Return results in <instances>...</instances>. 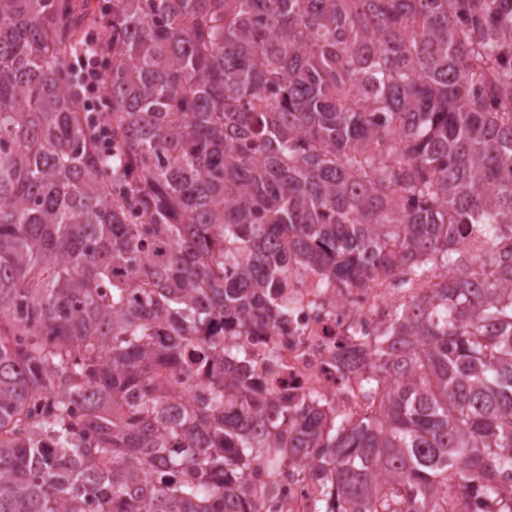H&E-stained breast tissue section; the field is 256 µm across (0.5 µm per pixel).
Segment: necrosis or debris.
Listing matches in <instances>:
<instances>
[{
	"instance_id": "1",
	"label": "necrosis or debris",
	"mask_w": 512,
	"mask_h": 512,
	"mask_svg": "<svg viewBox=\"0 0 512 512\" xmlns=\"http://www.w3.org/2000/svg\"><path fill=\"white\" fill-rule=\"evenodd\" d=\"M439 281L435 273L417 277L404 271L345 288L293 266L280 297L286 326L264 327L248 339L250 388L262 398L288 399L294 423L319 400L355 417L367 413L369 402L360 390L363 343L381 336L398 310L432 294Z\"/></svg>"
}]
</instances>
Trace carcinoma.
<instances>
[{
    "instance_id": "cac0c4a2",
    "label": "carcinoma",
    "mask_w": 512,
    "mask_h": 512,
    "mask_svg": "<svg viewBox=\"0 0 512 512\" xmlns=\"http://www.w3.org/2000/svg\"><path fill=\"white\" fill-rule=\"evenodd\" d=\"M291 261L443 283L258 431ZM298 447L307 512H512V0H0V512H268ZM82 78L86 91L92 95L98 94L103 87L104 71L103 63L97 57L84 59L82 63ZM173 385L178 388L177 393L183 398L192 396L207 384V376L205 372L195 373L191 379L182 377L179 373L169 376Z\"/></svg>"
}]
</instances>
